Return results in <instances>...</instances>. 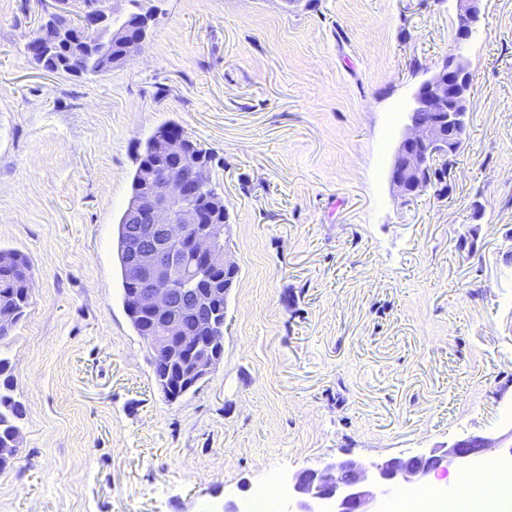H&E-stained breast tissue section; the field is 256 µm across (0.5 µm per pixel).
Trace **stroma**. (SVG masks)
Returning <instances> with one entry per match:
<instances>
[{
    "instance_id": "stroma-1",
    "label": "stroma",
    "mask_w": 512,
    "mask_h": 512,
    "mask_svg": "<svg viewBox=\"0 0 512 512\" xmlns=\"http://www.w3.org/2000/svg\"><path fill=\"white\" fill-rule=\"evenodd\" d=\"M142 52L79 78L32 65L54 0H0V248L31 264L0 340L25 410L0 512H222L297 473L472 435L512 442V0H152ZM474 76L447 182L389 172L417 87ZM216 155L231 258L224 355L178 401L123 304L140 144ZM457 40H468L475 32L481 18L482 0H456Z\"/></svg>"
}]
</instances>
